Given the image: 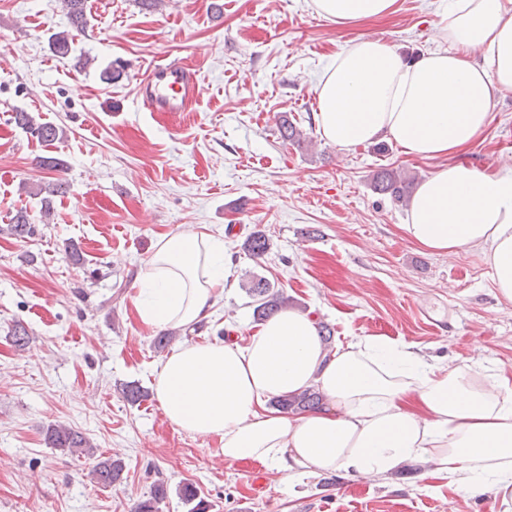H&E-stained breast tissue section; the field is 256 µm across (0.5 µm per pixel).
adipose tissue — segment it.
Masks as SVG:
<instances>
[{
  "label": "adipose tissue",
  "mask_w": 512,
  "mask_h": 512,
  "mask_svg": "<svg viewBox=\"0 0 512 512\" xmlns=\"http://www.w3.org/2000/svg\"><path fill=\"white\" fill-rule=\"evenodd\" d=\"M312 3L345 25L393 14L397 0ZM436 36L448 49L416 61L372 39L337 54L316 88L323 138L342 150L393 141L429 159L450 158L476 139L491 101L512 91V0H448ZM404 230L437 254L481 250L498 296L512 302L511 173L441 167L417 186ZM226 272L220 239L160 236L139 276L142 321L188 327L206 319ZM311 387L324 397L317 408L291 415L267 406ZM156 396L172 425L218 438L229 462L365 478L426 462L452 484L512 486V388L475 383L383 337L328 350L307 312L281 311L244 346L181 344L162 363Z\"/></svg>",
  "instance_id": "obj_1"
}]
</instances>
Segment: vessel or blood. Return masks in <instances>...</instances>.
Here are the masks:
<instances>
[{
	"instance_id": "1",
	"label": "vessel or blood",
	"mask_w": 512,
	"mask_h": 512,
	"mask_svg": "<svg viewBox=\"0 0 512 512\" xmlns=\"http://www.w3.org/2000/svg\"><path fill=\"white\" fill-rule=\"evenodd\" d=\"M143 99L155 112L185 111L191 99L200 93V85L185 67L155 65L141 82Z\"/></svg>"
}]
</instances>
